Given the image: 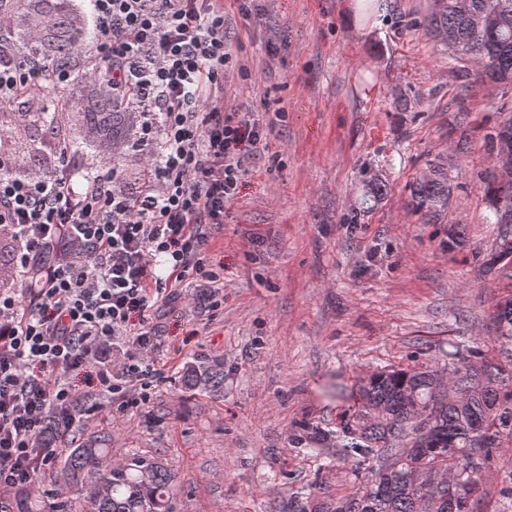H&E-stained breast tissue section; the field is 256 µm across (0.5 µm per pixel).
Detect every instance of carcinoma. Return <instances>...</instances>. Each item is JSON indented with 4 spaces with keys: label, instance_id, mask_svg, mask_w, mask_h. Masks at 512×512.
I'll use <instances>...</instances> for the list:
<instances>
[{
    "label": "carcinoma",
    "instance_id": "cac0c4a2",
    "mask_svg": "<svg viewBox=\"0 0 512 512\" xmlns=\"http://www.w3.org/2000/svg\"><path fill=\"white\" fill-rule=\"evenodd\" d=\"M411 26L440 42L448 65L482 64V76L512 82V0H433L429 13ZM84 30L57 50L48 62L52 71L93 39ZM502 168H512V121L487 137ZM495 223L512 213V180L496 176ZM449 186L443 168L417 181L412 206L436 222L448 205ZM496 340L512 342V298L496 304ZM448 352L443 368L415 365L372 374L359 387L364 413L336 430L306 426L293 435L296 447L329 460L341 453L352 463L354 491L341 497L318 479L290 501L289 512H473L482 492V471L512 435V366L488 358L481 350L459 359ZM188 392L224 389V361L189 365L181 376ZM111 449L92 437L73 448L60 462V473L85 493V498L44 506L29 492L0 497V512H174L172 476L156 458L137 456L112 464ZM471 484L473 496L461 495L448 508V482L457 475Z\"/></svg>",
    "mask_w": 512,
    "mask_h": 512
}]
</instances>
